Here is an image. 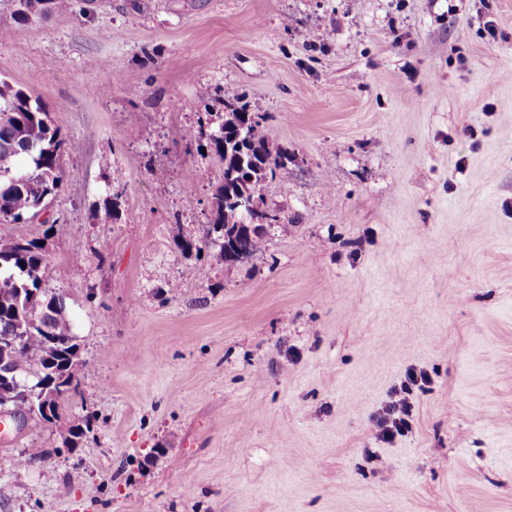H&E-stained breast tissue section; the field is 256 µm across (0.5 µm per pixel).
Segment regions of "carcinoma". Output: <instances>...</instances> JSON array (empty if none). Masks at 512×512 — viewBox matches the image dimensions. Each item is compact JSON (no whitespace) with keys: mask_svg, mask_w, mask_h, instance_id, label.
<instances>
[{"mask_svg":"<svg viewBox=\"0 0 512 512\" xmlns=\"http://www.w3.org/2000/svg\"><path fill=\"white\" fill-rule=\"evenodd\" d=\"M70 0H18L15 15L29 22L63 13ZM224 119L211 132L204 125L188 128L189 143L207 140L224 161V181L213 194L215 229L222 233L220 258L232 265L253 252L265 226L278 223L270 212L253 213L238 205L263 200L268 180L283 167L272 154L263 130L265 117L246 106L221 100ZM78 144L64 138L51 123L40 99L0 80V222L36 218L47 200L62 188L63 154ZM47 259L43 244L19 237L0 248V371L20 383L7 397L15 416L35 413L44 391L57 393L53 416L77 390L72 371L79 345L63 298L42 288ZM38 291L37 309L28 305L27 289Z\"/></svg>","mask_w":512,"mask_h":512,"instance_id":"obj_1","label":"carcinoma"}]
</instances>
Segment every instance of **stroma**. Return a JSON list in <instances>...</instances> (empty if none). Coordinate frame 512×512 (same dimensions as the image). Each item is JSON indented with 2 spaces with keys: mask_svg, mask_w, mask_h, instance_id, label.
I'll list each match as a JSON object with an SVG mask.
<instances>
[{
  "mask_svg": "<svg viewBox=\"0 0 512 512\" xmlns=\"http://www.w3.org/2000/svg\"><path fill=\"white\" fill-rule=\"evenodd\" d=\"M13 9L0 79L78 148L0 245L43 242L79 390L0 436V512H512V0ZM223 97L288 156L232 265L224 164L183 138ZM430 382L429 375L422 370L417 372L415 369H410L406 372L400 388L394 390L390 401L374 418L376 438L380 442L391 443L397 437L409 432L411 403L408 396L414 387L423 389Z\"/></svg>",
  "mask_w": 512,
  "mask_h": 512,
  "instance_id": "stroma-1",
  "label": "stroma"
}]
</instances>
